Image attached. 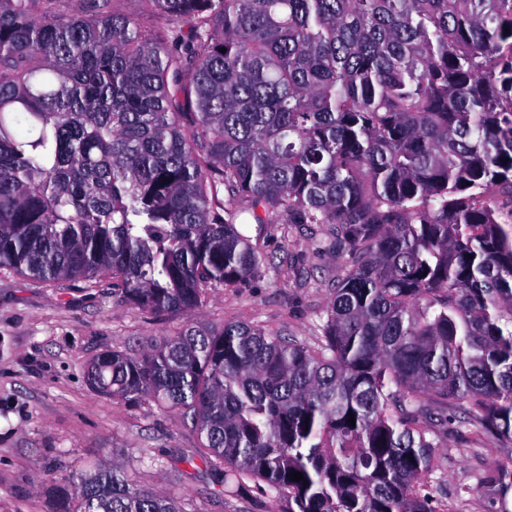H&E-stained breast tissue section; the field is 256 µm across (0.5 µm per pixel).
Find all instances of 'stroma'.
Returning a JSON list of instances; mask_svg holds the SVG:
<instances>
[{"label": "stroma", "mask_w": 512, "mask_h": 512, "mask_svg": "<svg viewBox=\"0 0 512 512\" xmlns=\"http://www.w3.org/2000/svg\"><path fill=\"white\" fill-rule=\"evenodd\" d=\"M236 224L263 257L260 271L213 290L187 318L153 317L114 296L104 279L74 287L0 271V512H55V489L103 459L174 495L183 512H287V498L265 486H224L203 439L177 413L100 393L88 380L101 352L140 356L189 322L253 323L316 341L347 254L320 249L314 224H259L247 213ZM433 439L438 467L427 491L438 512H512V490L503 495L484 482L512 472V445L458 422H438Z\"/></svg>", "instance_id": "1"}]
</instances>
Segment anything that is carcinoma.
Masks as SVG:
<instances>
[{
    "mask_svg": "<svg viewBox=\"0 0 512 512\" xmlns=\"http://www.w3.org/2000/svg\"><path fill=\"white\" fill-rule=\"evenodd\" d=\"M112 2L0 0V269L188 316L259 272L241 213L324 226L317 342L187 324L90 384L288 512H437L427 403L512 443V0ZM58 499L183 512L115 461Z\"/></svg>",
    "mask_w": 512,
    "mask_h": 512,
    "instance_id": "1",
    "label": "carcinoma"
}]
</instances>
